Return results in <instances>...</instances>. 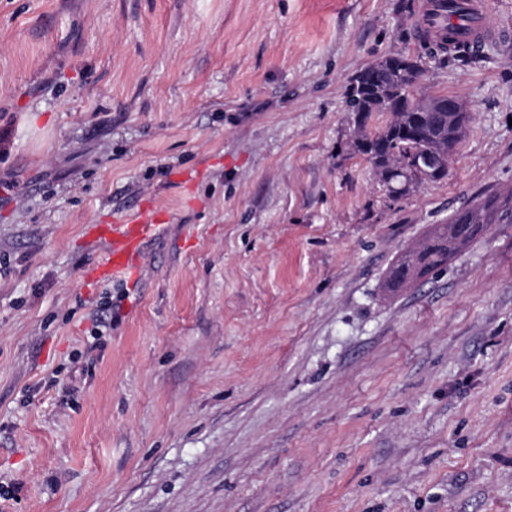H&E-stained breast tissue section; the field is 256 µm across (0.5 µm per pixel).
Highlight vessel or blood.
<instances>
[{
	"label": "vessel or blood",
	"instance_id": "vessel-or-blood-1",
	"mask_svg": "<svg viewBox=\"0 0 512 512\" xmlns=\"http://www.w3.org/2000/svg\"><path fill=\"white\" fill-rule=\"evenodd\" d=\"M448 0H424L415 28L421 35L462 46L466 51H480L488 42L512 35L504 27L485 0H463L464 20L451 18ZM163 217L155 212H142L140 219L117 222L105 229V253L99 263L87 274L89 281L122 278L136 273L141 265L142 242L153 230L159 229Z\"/></svg>",
	"mask_w": 512,
	"mask_h": 512
}]
</instances>
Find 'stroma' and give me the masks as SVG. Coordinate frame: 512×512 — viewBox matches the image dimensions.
<instances>
[{
	"label": "stroma",
	"mask_w": 512,
	"mask_h": 512,
	"mask_svg": "<svg viewBox=\"0 0 512 512\" xmlns=\"http://www.w3.org/2000/svg\"><path fill=\"white\" fill-rule=\"evenodd\" d=\"M422 3L0 0V512H512V221L382 288L512 188V37L443 59ZM397 51L472 120L395 198L345 88ZM504 217L512 219V189L484 192L458 210L448 224L433 225L417 246L405 251L392 266L383 288L396 293L437 274L469 243L486 235L491 224L500 223ZM142 221L116 222L111 229L104 227L105 253L99 263L87 273L91 282L123 278L135 274L141 265L142 242L153 230L161 228L164 216L155 212L141 213Z\"/></svg>",
	"instance_id": "obj_1"
}]
</instances>
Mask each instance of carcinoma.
Returning <instances> with one entry per match:
<instances>
[{"label":"carcinoma","mask_w":512,"mask_h":512,"mask_svg":"<svg viewBox=\"0 0 512 512\" xmlns=\"http://www.w3.org/2000/svg\"><path fill=\"white\" fill-rule=\"evenodd\" d=\"M364 90L360 98H348L351 111L362 110L365 120L355 130L354 147L371 164L378 181L397 197L425 181L448 175L453 146L466 134L468 110L432 112L431 105L448 100L443 94L409 89L422 78L420 60L396 52L362 69ZM387 118L370 125L373 116ZM512 219V189L486 191L458 210L446 224H435L418 245L405 251L392 266L385 291L402 288L433 276L472 241L484 236L493 224Z\"/></svg>","instance_id":"1"}]
</instances>
